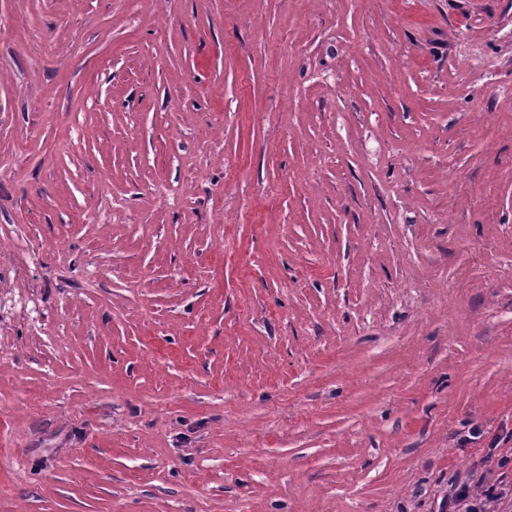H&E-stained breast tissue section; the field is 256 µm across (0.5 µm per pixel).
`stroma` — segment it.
Returning a JSON list of instances; mask_svg holds the SVG:
<instances>
[{
	"label": "stroma",
	"instance_id": "obj_1",
	"mask_svg": "<svg viewBox=\"0 0 512 512\" xmlns=\"http://www.w3.org/2000/svg\"><path fill=\"white\" fill-rule=\"evenodd\" d=\"M462 484L512 487V0H0V512Z\"/></svg>",
	"mask_w": 512,
	"mask_h": 512
}]
</instances>
